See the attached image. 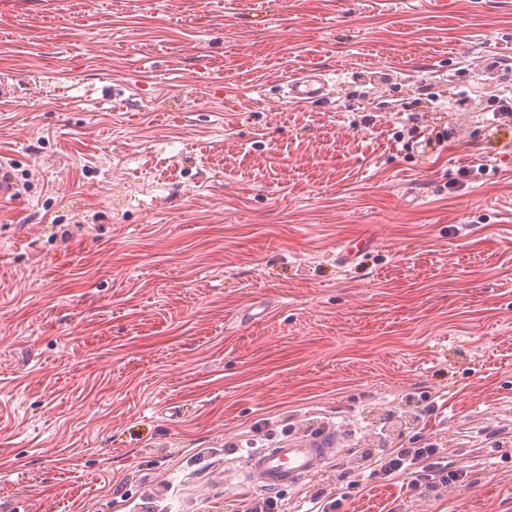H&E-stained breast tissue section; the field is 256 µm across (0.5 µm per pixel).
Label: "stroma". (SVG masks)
Instances as JSON below:
<instances>
[{"mask_svg":"<svg viewBox=\"0 0 512 512\" xmlns=\"http://www.w3.org/2000/svg\"><path fill=\"white\" fill-rule=\"evenodd\" d=\"M495 56L512 0H0V512H240L322 434L284 512H512ZM413 436L466 477L340 482ZM284 95L295 103L306 104L310 100L329 98L327 74L310 68L291 78L285 84ZM335 446L334 437L327 436L276 443L248 456L245 481L267 491L295 485L322 470L336 454Z\"/></svg>","mask_w":512,"mask_h":512,"instance_id":"1","label":"stroma"}]
</instances>
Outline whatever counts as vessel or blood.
<instances>
[{"label": "vessel or blood", "instance_id": "vessel-or-blood-1", "mask_svg": "<svg viewBox=\"0 0 512 512\" xmlns=\"http://www.w3.org/2000/svg\"><path fill=\"white\" fill-rule=\"evenodd\" d=\"M285 95L301 104L326 99L329 96L327 76L322 70L307 69L286 83ZM335 453V440L327 436L280 442L250 454L245 461L244 477L249 485L272 491L318 473Z\"/></svg>", "mask_w": 512, "mask_h": 512}]
</instances>
